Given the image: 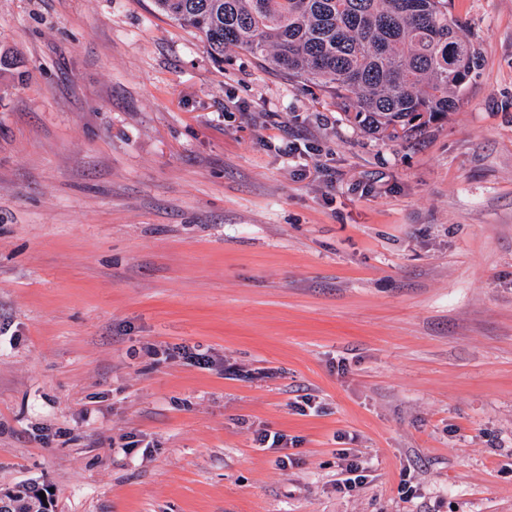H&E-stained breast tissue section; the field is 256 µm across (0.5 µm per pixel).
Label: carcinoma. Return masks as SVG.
I'll return each instance as SVG.
<instances>
[{
	"instance_id": "obj_1",
	"label": "carcinoma",
	"mask_w": 512,
	"mask_h": 512,
	"mask_svg": "<svg viewBox=\"0 0 512 512\" xmlns=\"http://www.w3.org/2000/svg\"><path fill=\"white\" fill-rule=\"evenodd\" d=\"M194 29L209 54L239 48L275 71L323 88L368 133L410 137L448 116L480 52L448 0H154ZM36 483L0 491V512H43Z\"/></svg>"
}]
</instances>
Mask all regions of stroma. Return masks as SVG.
Listing matches in <instances>:
<instances>
[{"instance_id": "35a3bbf8", "label": "stroma", "mask_w": 512, "mask_h": 512, "mask_svg": "<svg viewBox=\"0 0 512 512\" xmlns=\"http://www.w3.org/2000/svg\"><path fill=\"white\" fill-rule=\"evenodd\" d=\"M448 9L482 65L389 140L153 0H0V488L512 512V0Z\"/></svg>"}]
</instances>
